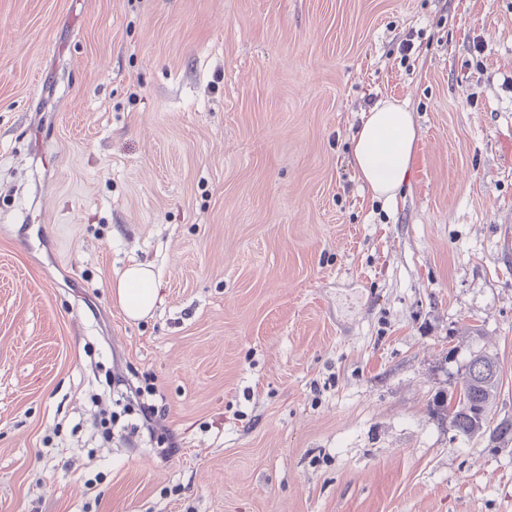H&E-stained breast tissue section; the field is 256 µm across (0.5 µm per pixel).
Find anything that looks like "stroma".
Here are the masks:
<instances>
[{"instance_id": "obj_1", "label": "stroma", "mask_w": 512, "mask_h": 512, "mask_svg": "<svg viewBox=\"0 0 512 512\" xmlns=\"http://www.w3.org/2000/svg\"><path fill=\"white\" fill-rule=\"evenodd\" d=\"M479 350L512 419V0H0V512H512ZM418 131L407 104L377 100L353 135V165L375 200L396 206L408 182ZM158 276L149 264L135 263L112 278V298L125 316L140 320L152 314L160 299ZM464 370L460 387L449 397L436 400L432 412L460 436H485L494 448L505 447L512 442V420L502 419L489 429L481 416L482 412H491L501 388L503 370L498 357L478 351L470 356Z\"/></svg>"}]
</instances>
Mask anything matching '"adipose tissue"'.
<instances>
[{
  "mask_svg": "<svg viewBox=\"0 0 512 512\" xmlns=\"http://www.w3.org/2000/svg\"><path fill=\"white\" fill-rule=\"evenodd\" d=\"M418 131L405 103L385 98L365 112L353 142V165L375 200L396 205L408 182ZM112 298L132 320L152 314L160 282L150 265L136 263L115 273Z\"/></svg>",
  "mask_w": 512,
  "mask_h": 512,
  "instance_id": "adipose-tissue-1",
  "label": "adipose tissue"
}]
</instances>
